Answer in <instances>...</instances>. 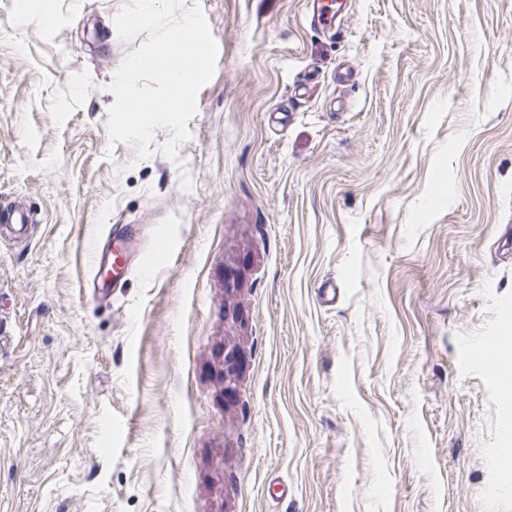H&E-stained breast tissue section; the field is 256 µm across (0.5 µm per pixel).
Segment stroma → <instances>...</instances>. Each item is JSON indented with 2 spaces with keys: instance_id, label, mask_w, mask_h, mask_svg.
<instances>
[{
  "instance_id": "obj_1",
  "label": "stroma",
  "mask_w": 512,
  "mask_h": 512,
  "mask_svg": "<svg viewBox=\"0 0 512 512\" xmlns=\"http://www.w3.org/2000/svg\"><path fill=\"white\" fill-rule=\"evenodd\" d=\"M126 2L0 0V512H512V0H198L175 161L110 142ZM311 9V20L322 29H329L341 21L338 9L334 10L328 1L312 0L309 3ZM1 220L4 222V224L20 225L19 227H11L17 238L23 237L27 232L28 224H31L30 215L27 209L25 207L15 205L6 210L3 208L0 209V222ZM137 252L138 242L121 224L112 225L106 237L97 242L89 279L98 288L100 300H106L115 281L124 275ZM109 272L114 276L113 282L108 280Z\"/></svg>"
}]
</instances>
